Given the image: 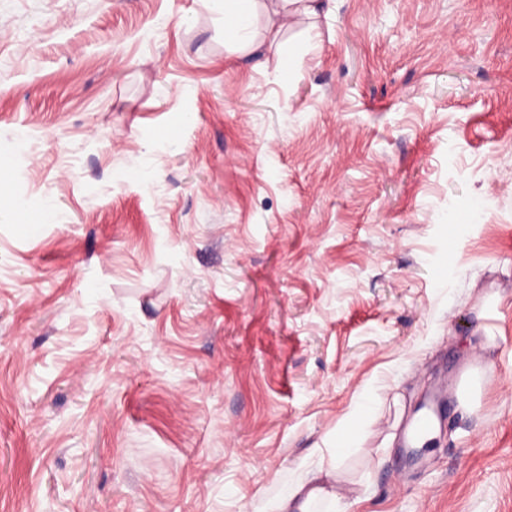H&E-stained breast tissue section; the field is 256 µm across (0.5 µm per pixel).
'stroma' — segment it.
Returning a JSON list of instances; mask_svg holds the SVG:
<instances>
[{
    "label": "stroma",
    "mask_w": 512,
    "mask_h": 512,
    "mask_svg": "<svg viewBox=\"0 0 512 512\" xmlns=\"http://www.w3.org/2000/svg\"><path fill=\"white\" fill-rule=\"evenodd\" d=\"M281 42L0 0V512H273L349 428L335 512H512V0Z\"/></svg>",
    "instance_id": "35a3bbf8"
}]
</instances>
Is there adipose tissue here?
<instances>
[{
  "instance_id": "obj_1",
  "label": "adipose tissue",
  "mask_w": 512,
  "mask_h": 512,
  "mask_svg": "<svg viewBox=\"0 0 512 512\" xmlns=\"http://www.w3.org/2000/svg\"><path fill=\"white\" fill-rule=\"evenodd\" d=\"M213 10L224 15V39L243 53L257 55L255 24L259 14L267 16V34L277 37L281 29L330 10L333 0H209ZM340 493L336 462L320 464L304 481L296 484L274 506V512H316L317 505L332 506Z\"/></svg>"
}]
</instances>
